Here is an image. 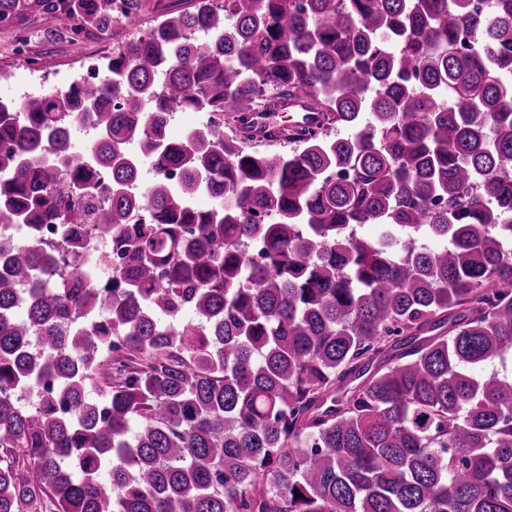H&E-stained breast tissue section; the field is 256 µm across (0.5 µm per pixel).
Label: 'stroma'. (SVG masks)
<instances>
[{"mask_svg":"<svg viewBox=\"0 0 512 512\" xmlns=\"http://www.w3.org/2000/svg\"><path fill=\"white\" fill-rule=\"evenodd\" d=\"M67 22L38 12L29 13L13 26H0V101H18L31 87L68 86L83 63L105 62L114 36L94 34L81 47H73Z\"/></svg>","mask_w":512,"mask_h":512,"instance_id":"obj_1","label":"stroma"}]
</instances>
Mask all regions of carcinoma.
Returning a JSON list of instances; mask_svg holds the SVG:
<instances>
[{"label":"carcinoma","mask_w":512,"mask_h":512,"mask_svg":"<svg viewBox=\"0 0 512 512\" xmlns=\"http://www.w3.org/2000/svg\"><path fill=\"white\" fill-rule=\"evenodd\" d=\"M29 11L78 49L152 9L0 24ZM271 95L319 137L242 145ZM2 220L56 233H0V512H512V0L163 12L98 81L0 102ZM203 121V116L197 112H177L170 120L168 134L173 139H178L186 131L198 126ZM108 244L107 236L104 232L97 230L91 233L89 230L84 231V247L86 254V265L82 267V271L90 279L97 281L102 280L107 271L98 265V253L103 250ZM94 266V267H90ZM104 270V275L98 277L97 270Z\"/></svg>","instance_id":"cac0c4a2"}]
</instances>
